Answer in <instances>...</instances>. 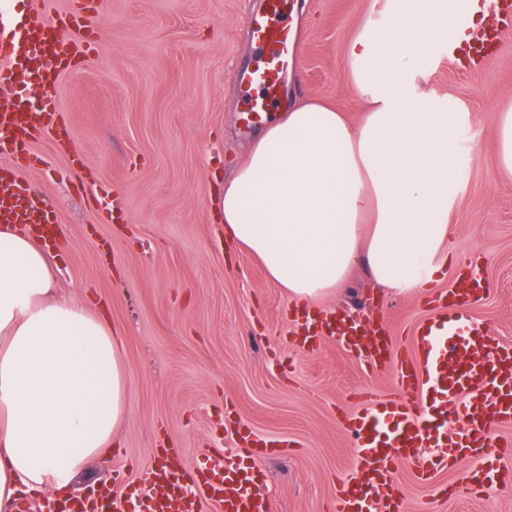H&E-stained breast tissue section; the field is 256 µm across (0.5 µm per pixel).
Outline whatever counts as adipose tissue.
Instances as JSON below:
<instances>
[{
  "label": "adipose tissue",
  "mask_w": 512,
  "mask_h": 512,
  "mask_svg": "<svg viewBox=\"0 0 512 512\" xmlns=\"http://www.w3.org/2000/svg\"><path fill=\"white\" fill-rule=\"evenodd\" d=\"M462 0H387L346 61L369 106L357 119L303 99L268 124L224 182V239L310 306L358 259L403 295L449 261L458 134L465 113L420 91L421 61ZM56 257L21 226H0V512L24 495H69L108 455L128 413L122 341L102 312L56 291Z\"/></svg>",
  "instance_id": "obj_1"
}]
</instances>
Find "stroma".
Masks as SVG:
<instances>
[{"label":"stroma","mask_w":512,"mask_h":512,"mask_svg":"<svg viewBox=\"0 0 512 512\" xmlns=\"http://www.w3.org/2000/svg\"><path fill=\"white\" fill-rule=\"evenodd\" d=\"M304 39L289 101L311 97L358 116L345 61L358 24L386 0H297ZM261 0H99L90 58L63 73L55 94L65 142L32 148L43 167L25 172L30 190L58 218L57 278L73 295L102 304L124 343L127 418L111 457H94L72 484L126 485L176 451L183 470L205 452L231 447L236 419L273 442L258 459L276 512H335L336 482L354 462L342 420L356 392L396 393L391 370L366 371L332 338L313 349L292 343V304L249 254L226 247L215 203L263 125L238 110V70L255 62L246 36ZM418 84L468 115L476 152L461 149L451 258L432 288L386 292L365 264L324 308L378 320L393 353L421 325L429 302L477 261L491 292L471 307L494 336L512 342V177L496 165V111L512 102V30L480 70L462 73L432 58ZM405 462L400 512H512V487L468 495L461 468L428 484Z\"/></svg>","instance_id":"1"}]
</instances>
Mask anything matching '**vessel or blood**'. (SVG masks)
I'll return each instance as SVG.
<instances>
[{
	"mask_svg": "<svg viewBox=\"0 0 512 512\" xmlns=\"http://www.w3.org/2000/svg\"><path fill=\"white\" fill-rule=\"evenodd\" d=\"M96 0H71L67 12L43 24L27 20L12 0H0V155L15 167L35 168L41 157L29 150L37 135H59L55 88L78 55L94 43L88 19ZM293 0H263L251 14L249 38L263 53L256 66L238 75L242 111L248 122L266 120L271 106L287 95L289 75L300 69L301 43L291 18ZM455 24L469 38H444L440 52L461 69H474L490 56L501 34L512 29V0H468ZM38 93V116L30 118L28 89ZM46 224L50 218L24 181H0V223ZM490 282L478 272L463 275L456 288L439 298L434 309L445 326L419 328L413 357L389 362V344L382 326L334 319L305 336L316 346L330 336L355 353L362 366L375 372L392 364L398 395L381 397L366 391L361 405L344 422L355 448L354 465L336 490V512H396L400 490L395 477L403 462L428 456L417 482L428 483L449 462L469 461L465 484L473 493L487 486L512 485V465L492 456L501 447L496 432L512 423V345L474 321L470 308L489 294ZM202 481L181 492L176 474L148 470V487L138 512H199L198 497L210 500L215 512H273L255 460L205 462Z\"/></svg>",
	"mask_w": 512,
	"mask_h": 512,
	"instance_id": "1",
	"label": "vessel or blood"
}]
</instances>
